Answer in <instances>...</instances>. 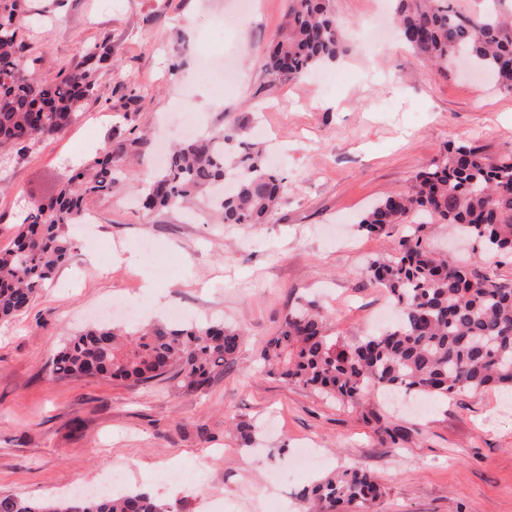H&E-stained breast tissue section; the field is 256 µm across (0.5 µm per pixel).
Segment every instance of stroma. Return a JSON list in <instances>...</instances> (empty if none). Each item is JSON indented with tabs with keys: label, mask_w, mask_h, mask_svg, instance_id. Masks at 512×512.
<instances>
[{
	"label": "stroma",
	"mask_w": 512,
	"mask_h": 512,
	"mask_svg": "<svg viewBox=\"0 0 512 512\" xmlns=\"http://www.w3.org/2000/svg\"><path fill=\"white\" fill-rule=\"evenodd\" d=\"M288 0H29L25 30L45 79L107 41L118 64L67 132L0 159V250L22 211L75 168L111 150L118 188L88 202L92 234L30 307L0 321V495L51 500L124 471L126 487L176 512H304L305 486L357 465L386 494L376 512H512V393L466 390L428 402L369 398L350 408L287 386L259 362L287 310L305 299L337 336L361 335L388 298L368 261L404 232L374 236L361 213L408 190L446 146L512 152V94L456 67L431 66L397 39L390 0H332L344 51L301 78L273 82L264 49ZM180 113L200 132L240 126L274 149L287 188L267 223L214 224L205 204L148 211L139 200L163 166ZM148 128L133 143L132 128ZM429 246L512 279V259L425 229ZM150 241L151 252L139 244ZM134 300L147 321H221L245 340L232 364L193 390L179 378L133 387L109 379L48 381L72 334ZM253 425L245 447L230 422Z\"/></svg>",
	"instance_id": "35a3bbf8"
}]
</instances>
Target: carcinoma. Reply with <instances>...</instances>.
<instances>
[{
  "label": "carcinoma",
  "instance_id": "obj_1",
  "mask_svg": "<svg viewBox=\"0 0 512 512\" xmlns=\"http://www.w3.org/2000/svg\"><path fill=\"white\" fill-rule=\"evenodd\" d=\"M25 0H0V153L21 152L45 135L62 134L97 90L96 73L112 65V47L86 53L80 68L53 80L38 77L27 50ZM403 42L433 64L466 55L499 89L512 92V16L490 0L467 13L455 0H393ZM343 51L341 26L330 0H288L264 57L274 80L296 79L333 63ZM112 150L74 171L48 202L20 216L13 246L0 250V319L27 309L38 290L73 256L66 228L87 213L91 197L112 194ZM285 192L284 178L264 154L238 140V130L203 135L177 145L163 172L149 179L143 205L168 209L207 197L221 224H264ZM456 227L485 250L512 258V153L493 157L459 143L417 173L411 189L392 193L364 212L359 227L374 235L409 223L417 213ZM418 224L386 257L366 267L382 287L396 320L344 343L327 311L306 301L283 317L260 357L285 383L339 402L394 394L446 398L487 387L512 391V280L496 270L477 274L462 261L432 252ZM242 331L222 322L166 325L101 324L76 333L53 355L49 379L102 378L143 384L171 372L202 389L233 362ZM385 495L377 478L348 467L298 492L319 512H368ZM0 512H171L144 492L97 494L90 499L32 501L0 495Z\"/></svg>",
  "mask_w": 512,
  "mask_h": 512
}]
</instances>
